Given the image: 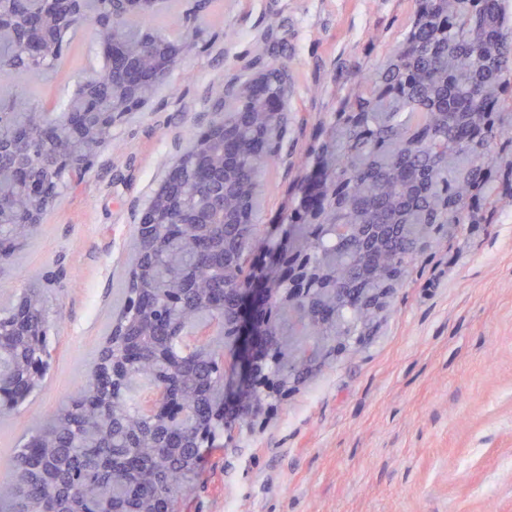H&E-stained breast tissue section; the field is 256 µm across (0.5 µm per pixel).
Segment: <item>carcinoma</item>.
Wrapping results in <instances>:
<instances>
[{
  "label": "carcinoma",
  "instance_id": "1",
  "mask_svg": "<svg viewBox=\"0 0 512 512\" xmlns=\"http://www.w3.org/2000/svg\"><path fill=\"white\" fill-rule=\"evenodd\" d=\"M157 0H0V76L51 69L63 44L46 56L23 49L29 28L45 17L60 34L94 25L140 62L150 47L142 30L158 18ZM211 0H197L176 39L198 46V16ZM267 92L288 105V73L275 67ZM248 81L213 104L214 126L224 137L208 142L207 160L179 180L180 204L203 197L207 166L224 163V204L212 206L208 224H160L137 237L136 262L121 309L122 330L110 336L77 390L45 423L25 435L10 478L0 481V512H177L179 500L200 475L204 455L240 416L215 412L224 388L217 367L224 340L202 336L185 342L200 319L227 332L238 318L239 285L268 245L255 222V191L288 137V113L271 120L260 98L242 94ZM120 75L105 60L87 94L75 91L57 115L23 90L0 97V129L31 142L27 168L47 182L56 199L68 171L37 143L51 124L78 128L66 149L95 157L112 138L111 127L81 123L83 112L112 111ZM512 27L501 0H415L402 43L379 64L352 67L336 112L320 125L309 159L318 174L315 193L301 178L288 207L289 249L280 276L295 288L288 308L270 303L257 375L301 378L309 370L303 349L288 336L343 332L362 336L375 324L359 319L361 291L382 297L400 288L418 258L435 241L495 220L500 186L512 188ZM8 197L0 209V242L16 246L33 233L29 205L16 184L24 172L0 162ZM306 260L321 270L307 285L298 274ZM45 297L26 290L23 303L0 309V378L28 388L22 362L31 335L45 329ZM163 388V396L193 414L173 427L159 411L147 414L128 395L134 380Z\"/></svg>",
  "mask_w": 512,
  "mask_h": 512
}]
</instances>
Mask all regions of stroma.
<instances>
[{
    "label": "stroma",
    "instance_id": "stroma-1",
    "mask_svg": "<svg viewBox=\"0 0 512 512\" xmlns=\"http://www.w3.org/2000/svg\"><path fill=\"white\" fill-rule=\"evenodd\" d=\"M411 13L412 0H212L198 47L114 123L89 173L0 261V307L37 286L51 322L39 389L19 418L0 421V478L24 430L96 358L122 305L141 215L209 126L217 93L259 63L288 69V141L256 198L259 223H270L336 109L348 65L383 60ZM102 64L89 25L53 69L15 82L55 111ZM496 206L494 223L420 257L372 332L322 353L214 450L179 512H512V197Z\"/></svg>",
    "mask_w": 512,
    "mask_h": 512
}]
</instances>
